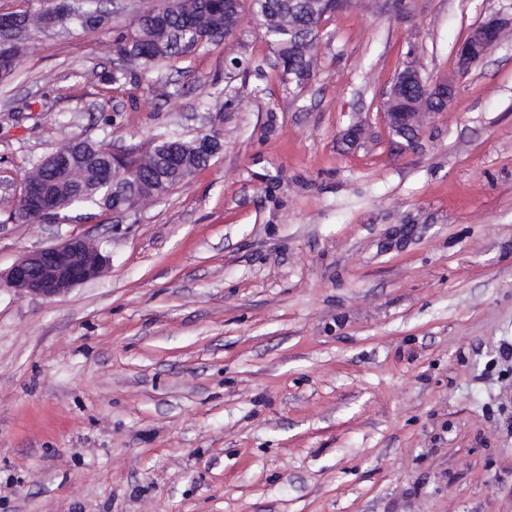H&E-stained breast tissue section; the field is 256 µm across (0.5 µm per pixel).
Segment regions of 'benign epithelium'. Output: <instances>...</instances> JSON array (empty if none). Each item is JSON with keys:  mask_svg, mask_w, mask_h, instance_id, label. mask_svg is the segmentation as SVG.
<instances>
[{"mask_svg": "<svg viewBox=\"0 0 512 512\" xmlns=\"http://www.w3.org/2000/svg\"><path fill=\"white\" fill-rule=\"evenodd\" d=\"M68 9L67 0H57L45 13V28L62 24ZM505 26L500 17L491 16L473 27L455 50L457 71L465 73L484 60ZM457 93L458 85L453 78L430 82L414 66L407 65L386 93L384 123L391 134L412 143L419 135L422 117L446 111ZM221 149V140L216 135L203 134L194 140V154L199 159L209 161ZM106 264L107 258L93 250L84 238L72 236L26 254L7 271L0 272V281L21 294L53 299L97 279Z\"/></svg>", "mask_w": 512, "mask_h": 512, "instance_id": "benign-epithelium-1", "label": "benign epithelium"}]
</instances>
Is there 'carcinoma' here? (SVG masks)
Wrapping results in <instances>:
<instances>
[{
	"mask_svg": "<svg viewBox=\"0 0 512 512\" xmlns=\"http://www.w3.org/2000/svg\"><path fill=\"white\" fill-rule=\"evenodd\" d=\"M251 12L266 22V36L271 41L294 36L300 42L316 44L317 24L313 21V0H250ZM104 0H86L80 13L69 19L68 25L87 31H97L110 25L112 12L103 7ZM131 26L139 40L130 42L118 36L112 43L113 51L122 58L139 65L143 74L165 59L182 56L224 39V0H164L157 9L137 17ZM171 144L181 150L185 164L168 174L163 187L168 194L197 170L193 141L169 137L159 140L146 151L132 145L119 171L125 186L150 185L156 174L152 156L156 150ZM64 166L44 165L39 160L33 165L38 184L37 191L27 203L15 205V222H33L32 213L43 209L63 212L98 208L112 210V183L103 177L106 165L112 163V145L105 140H71L59 148Z\"/></svg>",
	"mask_w": 512,
	"mask_h": 512,
	"instance_id": "cac0c4a2",
	"label": "carcinoma"
}]
</instances>
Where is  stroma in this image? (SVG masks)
Instances as JSON below:
<instances>
[{
  "mask_svg": "<svg viewBox=\"0 0 512 512\" xmlns=\"http://www.w3.org/2000/svg\"><path fill=\"white\" fill-rule=\"evenodd\" d=\"M160 4L29 30L0 79V271L73 235L108 258L51 300L0 287V512H512V29L415 143L380 116L512 0H364L303 84L247 10L145 80L112 42ZM212 131L162 200L11 218L70 139Z\"/></svg>",
  "mask_w": 512,
  "mask_h": 512,
  "instance_id": "35a3bbf8",
  "label": "stroma"
}]
</instances>
